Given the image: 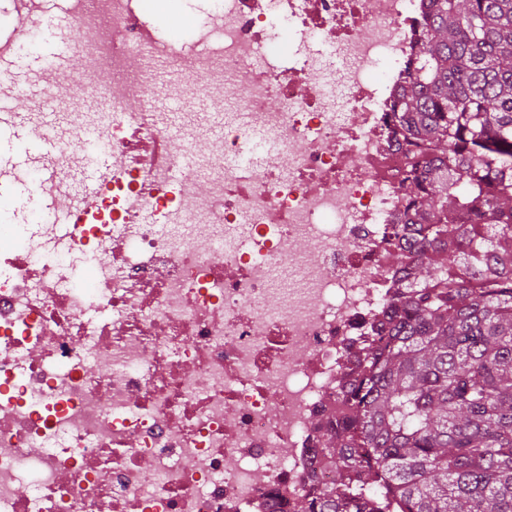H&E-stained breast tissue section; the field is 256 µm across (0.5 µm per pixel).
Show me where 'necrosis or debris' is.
<instances>
[{"label":"necrosis or debris","mask_w":512,"mask_h":512,"mask_svg":"<svg viewBox=\"0 0 512 512\" xmlns=\"http://www.w3.org/2000/svg\"><path fill=\"white\" fill-rule=\"evenodd\" d=\"M78 46L111 72V112L75 99L57 160L83 166L74 130L112 151L95 219L70 187L66 231L16 225L0 250V512H293L333 478L316 455L361 337L403 282L392 235L405 206L389 106L428 0H221L218 39L194 71L244 122L210 143L241 154L252 130L288 172L224 168L173 179L165 113L130 110L148 89L134 56L176 64L132 0H68ZM346 60L344 122L333 85L261 56L269 14ZM389 61L390 79L370 72ZM154 208L176 231L140 221ZM93 260L94 293L72 287Z\"/></svg>","instance_id":"4bbe7bcc"}]
</instances>
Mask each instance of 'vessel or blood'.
I'll return each mask as SVG.
<instances>
[{"instance_id": "b4317fda", "label": "vessel or blood", "mask_w": 512, "mask_h": 512, "mask_svg": "<svg viewBox=\"0 0 512 512\" xmlns=\"http://www.w3.org/2000/svg\"><path fill=\"white\" fill-rule=\"evenodd\" d=\"M74 29L73 17H44L34 27L37 39H25L11 52L0 54V75L13 81L11 94L0 96V167L19 175L11 186L13 219L19 224H64L69 218L64 208L45 200L42 190L48 183L72 179L73 174L52 165L50 153L43 150L47 133L27 124L19 106L49 95L44 78L50 72L73 68ZM76 139L87 156L85 168L92 173L83 196L86 209L91 210L99 197L100 180L95 173L98 167L108 166L111 154L102 142L84 134Z\"/></svg>"}]
</instances>
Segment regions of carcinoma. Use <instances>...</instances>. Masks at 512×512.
Here are the masks:
<instances>
[{
    "label": "carcinoma",
    "instance_id": "obj_1",
    "mask_svg": "<svg viewBox=\"0 0 512 512\" xmlns=\"http://www.w3.org/2000/svg\"><path fill=\"white\" fill-rule=\"evenodd\" d=\"M390 106L408 285L322 426L293 512H512V0H429Z\"/></svg>",
    "mask_w": 512,
    "mask_h": 512
}]
</instances>
